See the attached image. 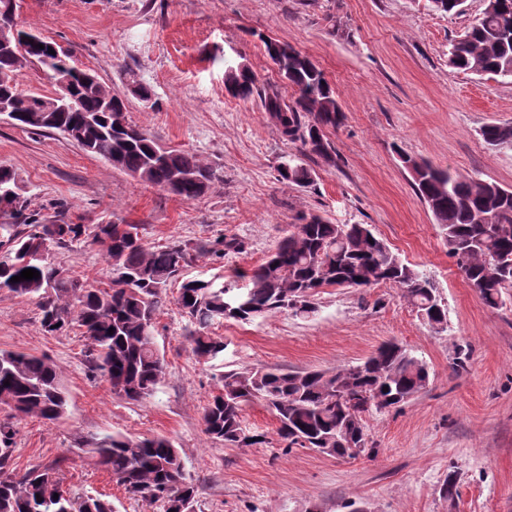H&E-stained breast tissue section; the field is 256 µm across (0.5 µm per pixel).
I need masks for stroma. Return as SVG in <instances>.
<instances>
[{"mask_svg": "<svg viewBox=\"0 0 512 512\" xmlns=\"http://www.w3.org/2000/svg\"><path fill=\"white\" fill-rule=\"evenodd\" d=\"M20 25L67 47L127 99L129 123L161 144L196 153L217 178L195 200L147 186L57 131L32 132L0 117V166L14 171L30 213L70 224H136L146 247L237 237L239 252L197 253L184 275L232 277L261 264L290 225L319 215L368 224L405 263L433 281L448 308L431 328L396 286L324 288L302 319L278 312L250 323L212 326L226 344L205 362L192 352L196 326L170 286L156 316L165 375L139 402L113 394L89 373L78 329L43 332L36 299L0 290V351L48 358L67 394L63 417L15 419L10 473L60 463L62 487L108 500L114 512H163L129 496L77 449L83 439L163 435L199 487L195 512H512V302L493 309L448 256L435 218L415 194L400 156L512 189V149L486 145L479 131L512 123V83L451 70L448 49L484 9L435 12L428 0H17ZM295 46L323 71L344 112L329 131L335 164L316 156L300 187L278 173L284 141L259 97L228 94L227 66L246 62L260 86L288 101L262 43ZM156 93L155 107L129 97L128 72ZM48 259L69 275L106 283L101 245L81 239ZM386 341L426 362L430 384L400 408L365 418L374 456L340 460L306 448L284 450L278 422L262 403L243 423L267 443L228 448L204 431L203 414L225 371L274 367L333 370L360 364ZM457 479L447 499L442 485Z\"/></svg>", "mask_w": 512, "mask_h": 512, "instance_id": "1", "label": "stroma"}]
</instances>
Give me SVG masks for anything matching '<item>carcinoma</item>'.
Returning <instances> with one entry per match:
<instances>
[{
	"label": "carcinoma",
	"mask_w": 512,
	"mask_h": 512,
	"mask_svg": "<svg viewBox=\"0 0 512 512\" xmlns=\"http://www.w3.org/2000/svg\"><path fill=\"white\" fill-rule=\"evenodd\" d=\"M261 41L279 75L296 88V100L289 104L277 90L259 87L246 66H227L224 83L235 98L263 96L282 138L300 144V155L280 163V176L307 187L314 176L303 157L315 155L335 163L327 131L343 123L344 113L336 111V92L309 56L301 52L288 56L284 51L288 44L274 38ZM50 49L54 53H48ZM29 62L69 81L72 107L48 112L51 98L30 99L28 93L16 92L21 70ZM448 67L512 81V0H486L482 14L451 44ZM127 83L140 101L152 100L153 89L136 74H130ZM2 100L22 114L18 122L23 127L55 129L82 139L86 151L183 199L202 197L215 179L213 169L196 154L165 148L132 124L115 125L108 104L125 110L126 99L98 80L86 81V70L75 65L71 53L43 36L32 44L29 32L0 28ZM481 137L492 147H512V123H488ZM400 160L417 174L414 190L432 211L448 255L466 281L487 306L505 305L512 298V271H499L496 264L512 255V190L461 177L408 154L400 155ZM25 204L14 173L0 168V206L7 212H22ZM86 231L84 224H45L34 217L26 224H0V289L36 297L41 327L49 334L77 326L86 340L84 357L90 371L101 374L115 395L139 402L153 394L163 375V356L147 337L155 335L156 313L167 288L195 252L204 250L221 259L241 251L242 242L224 237L207 249L188 241L148 249L136 224H97L92 240L105 247L112 277L107 286L95 288L47 262L50 248L78 241ZM25 269L37 270L40 277L11 281ZM242 279L241 284L219 277L181 283L178 305L198 326L191 336L192 352L198 358L210 361L224 353V340L209 333L213 323H248L277 312L306 319L317 311L314 298L326 287L394 284L432 328L442 330L446 322L445 304L430 278L402 261L367 224H333L312 215L292 225L265 261ZM429 382L425 362L398 343L384 344L363 363L332 372L230 370L224 372L223 388L204 411L205 433L234 448L265 443V434L242 424L244 407L260 401L279 422L277 434L286 450L326 448L329 457L352 458L354 454L336 444V436L348 433L358 435L361 453L373 455L376 448L368 438L366 413L388 412L421 393ZM0 401L14 409L0 419L2 472L13 452L15 415L54 423L65 413L67 398L49 359L0 352ZM79 446L130 496L160 502L164 512H195L198 486L169 438L108 435ZM0 512H112V504L92 495L73 497L63 490L57 461L0 482Z\"/></svg>",
	"instance_id": "cac0c4a2"
}]
</instances>
